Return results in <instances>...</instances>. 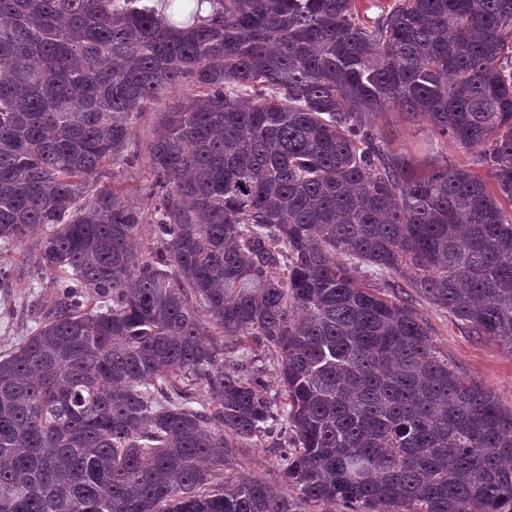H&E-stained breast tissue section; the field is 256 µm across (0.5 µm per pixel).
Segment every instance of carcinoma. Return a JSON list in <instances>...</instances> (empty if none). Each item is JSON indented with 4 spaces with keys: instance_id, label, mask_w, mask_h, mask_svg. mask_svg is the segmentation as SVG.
<instances>
[{
    "instance_id": "obj_1",
    "label": "carcinoma",
    "mask_w": 512,
    "mask_h": 512,
    "mask_svg": "<svg viewBox=\"0 0 512 512\" xmlns=\"http://www.w3.org/2000/svg\"><path fill=\"white\" fill-rule=\"evenodd\" d=\"M170 5L0 0V244L56 295L0 353V512H512V410L359 276L512 352V0ZM183 87L145 209L105 164ZM393 111L485 174L415 169ZM279 427L280 485L210 487Z\"/></svg>"
}]
</instances>
